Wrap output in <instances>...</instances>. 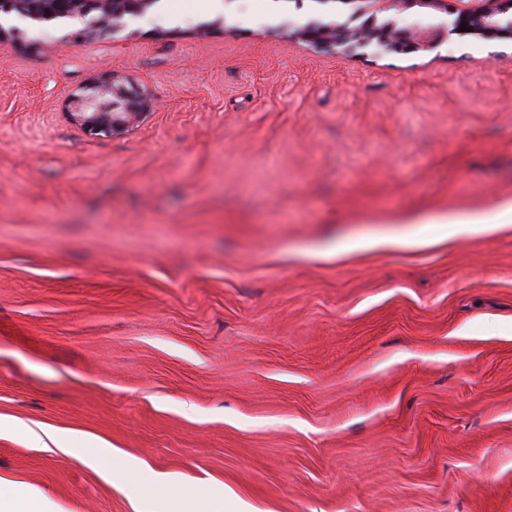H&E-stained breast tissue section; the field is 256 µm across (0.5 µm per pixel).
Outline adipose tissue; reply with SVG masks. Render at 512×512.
<instances>
[{
    "mask_svg": "<svg viewBox=\"0 0 512 512\" xmlns=\"http://www.w3.org/2000/svg\"><path fill=\"white\" fill-rule=\"evenodd\" d=\"M440 223L452 236L495 231L512 223V201L494 199L482 212L447 215L441 217ZM23 432L36 447L71 455L79 463L108 475L119 468L129 472L142 471L143 480L135 495L137 512H157L165 501L182 505L183 512H227L224 497L209 491L190 494L184 492L179 478L172 473L143 471L132 462L117 463L110 447L95 438L76 437L58 429L38 431L28 426Z\"/></svg>",
    "mask_w": 512,
    "mask_h": 512,
    "instance_id": "1",
    "label": "adipose tissue"
}]
</instances>
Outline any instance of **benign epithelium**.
Wrapping results in <instances>:
<instances>
[{"instance_id": "benign-epithelium-1", "label": "benign epithelium", "mask_w": 512, "mask_h": 512, "mask_svg": "<svg viewBox=\"0 0 512 512\" xmlns=\"http://www.w3.org/2000/svg\"><path fill=\"white\" fill-rule=\"evenodd\" d=\"M453 5L449 0H408L410 5L444 6L448 21L435 27H425L422 31L399 28L392 24L380 29L369 20L355 30L345 27L336 29L337 37L330 36V29L312 24L304 29L306 41L320 46H334L336 42H354L357 48L373 43L379 47H404L415 49L419 46L434 48L448 40V36L459 33V26L473 28L485 38L512 37V26L503 27L507 18H512V0H456ZM51 13H63L79 18L86 17L95 10L100 15L90 19L86 28L93 29L105 25L110 19L125 16L137 18L142 14L141 0H0V15L24 19L32 15L36 7ZM112 86V80L101 78L83 88V94L76 97L78 111L72 113L74 120L85 132L94 136H110L128 128L133 121L143 116L144 103L128 91L119 95L127 100L124 110L113 111L112 102L101 99L100 90Z\"/></svg>"}]
</instances>
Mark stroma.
I'll list each match as a JSON object with an SVG mask.
<instances>
[{"mask_svg": "<svg viewBox=\"0 0 512 512\" xmlns=\"http://www.w3.org/2000/svg\"><path fill=\"white\" fill-rule=\"evenodd\" d=\"M242 5L0 45V478L136 512L20 421L249 512H512V225L414 221L512 199V39L349 52L299 31L368 0ZM102 75L151 108L93 137ZM364 233L396 241L342 249Z\"/></svg>", "mask_w": 512, "mask_h": 512, "instance_id": "obj_1", "label": "stroma"}]
</instances>
